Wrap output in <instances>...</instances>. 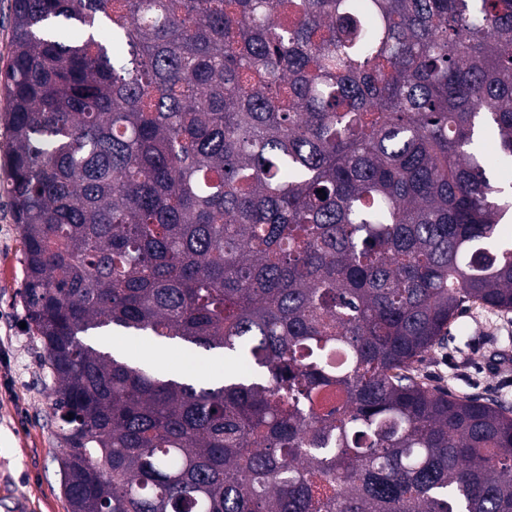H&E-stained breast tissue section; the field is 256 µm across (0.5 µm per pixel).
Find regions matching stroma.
Returning a JSON list of instances; mask_svg holds the SVG:
<instances>
[{"label": "stroma", "mask_w": 512, "mask_h": 512, "mask_svg": "<svg viewBox=\"0 0 512 512\" xmlns=\"http://www.w3.org/2000/svg\"><path fill=\"white\" fill-rule=\"evenodd\" d=\"M24 271L10 179L0 165V512H69L44 350L26 326L27 310L20 296ZM102 342L159 360L177 372L213 370L212 365L187 358L176 343L159 358L137 338L106 336ZM498 350L512 351V312L472 308L427 360L424 372L433 385L455 395L491 397L512 407V371L492 374L484 368L485 356Z\"/></svg>", "instance_id": "stroma-1"}]
</instances>
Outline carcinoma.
<instances>
[{
  "mask_svg": "<svg viewBox=\"0 0 512 512\" xmlns=\"http://www.w3.org/2000/svg\"><path fill=\"white\" fill-rule=\"evenodd\" d=\"M13 32L70 512H512V411L421 370L465 310H512L482 152L512 165V0H14ZM99 339L106 347L109 346L112 348L113 341H115L121 347V351L129 350L128 353L150 361L158 359L163 367L177 372L195 375L205 371L211 374L212 370L216 371L220 368L217 364L209 363L208 365H204L196 359L187 358L182 348L177 343H172L170 346H167L164 357L158 358L155 355V351H153L150 346H146L138 338L125 337L123 334L116 335V333H113L110 336H100Z\"/></svg>",
  "mask_w": 512,
  "mask_h": 512,
  "instance_id": "obj_1",
  "label": "carcinoma"
}]
</instances>
